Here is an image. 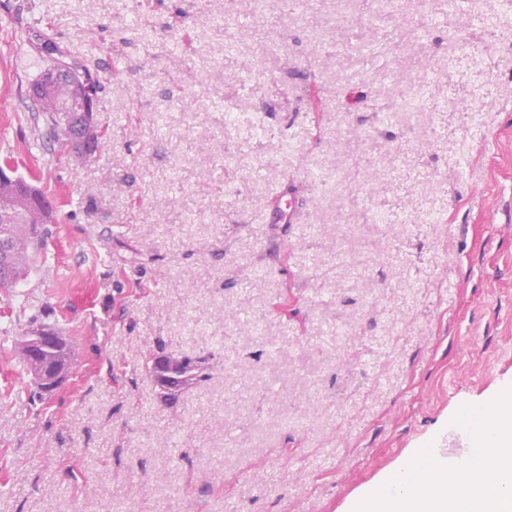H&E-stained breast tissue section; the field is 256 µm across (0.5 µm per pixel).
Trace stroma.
<instances>
[{"mask_svg":"<svg viewBox=\"0 0 512 512\" xmlns=\"http://www.w3.org/2000/svg\"><path fill=\"white\" fill-rule=\"evenodd\" d=\"M47 37L86 164L33 133ZM7 159L59 207L0 290V512H343L512 382V0H0ZM45 305L75 365L33 405ZM161 347L205 361L173 405Z\"/></svg>","mask_w":512,"mask_h":512,"instance_id":"35a3bbf8","label":"stroma"}]
</instances>
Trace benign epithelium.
Instances as JSON below:
<instances>
[{
	"instance_id": "obj_1",
	"label": "benign epithelium",
	"mask_w": 512,
	"mask_h": 512,
	"mask_svg": "<svg viewBox=\"0 0 512 512\" xmlns=\"http://www.w3.org/2000/svg\"><path fill=\"white\" fill-rule=\"evenodd\" d=\"M64 52L56 50L55 57L43 68L36 82L31 86L30 99L42 104L53 102L55 111L65 121L70 145L79 147L84 125L94 123L95 96L85 83L79 70L62 60ZM15 170L6 164L0 166V224H24L28 211L36 203L35 196L16 199L12 196L11 186L15 181ZM13 241L8 234L0 235V276L7 274L12 258ZM59 336L50 329L43 330L23 339L35 366V383L38 391L45 397L50 396L69 377L65 370L50 368L44 363L46 352L55 349Z\"/></svg>"
}]
</instances>
